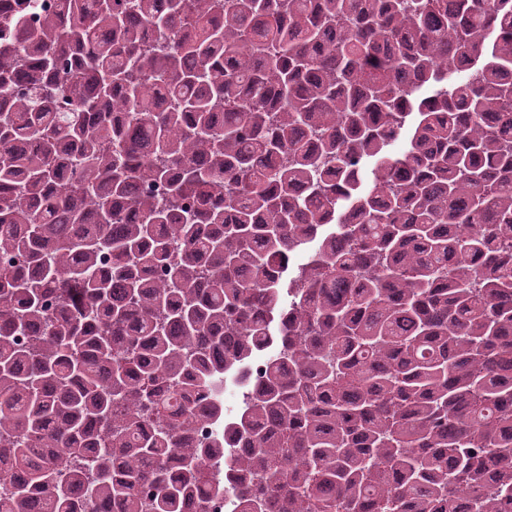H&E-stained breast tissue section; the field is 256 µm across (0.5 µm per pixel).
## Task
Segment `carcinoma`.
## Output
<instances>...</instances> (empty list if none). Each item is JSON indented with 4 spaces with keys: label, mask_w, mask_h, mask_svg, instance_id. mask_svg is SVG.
<instances>
[{
    "label": "carcinoma",
    "mask_w": 512,
    "mask_h": 512,
    "mask_svg": "<svg viewBox=\"0 0 512 512\" xmlns=\"http://www.w3.org/2000/svg\"><path fill=\"white\" fill-rule=\"evenodd\" d=\"M0 482L512 512V0L0 7Z\"/></svg>",
    "instance_id": "carcinoma-1"
}]
</instances>
